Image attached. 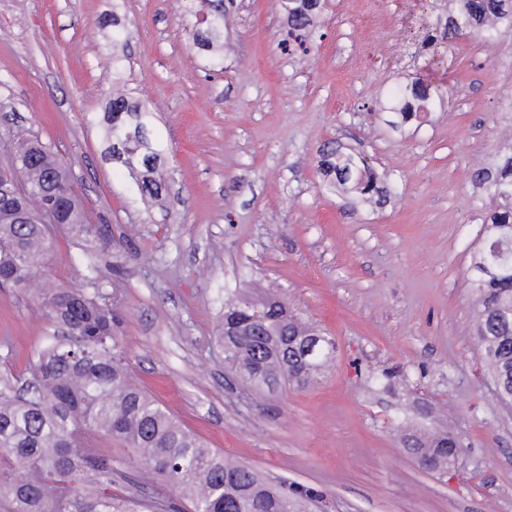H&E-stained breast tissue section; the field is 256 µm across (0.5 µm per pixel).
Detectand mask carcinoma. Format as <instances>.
I'll return each mask as SVG.
<instances>
[{"label":"carcinoma","instance_id":"cac0c4a2","mask_svg":"<svg viewBox=\"0 0 512 512\" xmlns=\"http://www.w3.org/2000/svg\"><path fill=\"white\" fill-rule=\"evenodd\" d=\"M203 2L210 20L194 39L215 50L223 45L226 0ZM291 2L295 29L311 36L318 0ZM502 30L512 31V0H448L443 36L428 34L421 45L441 62L460 39L490 41ZM409 94L423 108L431 105L429 89L415 83L392 92L390 111L406 117ZM149 118L143 107L115 96L108 133L112 155L128 165L140 193L158 198L165 181L154 172L159 149L146 136ZM361 163L341 145L323 153L331 187L369 201L377 188L364 181ZM5 165L24 171L30 206L51 203L55 223L0 220V286L30 291L52 328L23 371L0 373V512H169L167 500L125 501L112 492L121 472L95 450L101 438L133 449L139 466L179 492L182 512H300L307 491L274 484L205 447L133 379L110 296L66 286L46 273L57 229L77 241L112 245L109 233L101 235L98 225L87 222L65 161L25 137ZM470 180L485 193L491 211L467 277L475 303L471 331L498 397L512 405V151L475 167ZM251 303L241 292L228 296L221 322L245 320ZM260 303L264 335L226 338L219 328L224 365L258 391L315 383L331 366L335 343L300 314L284 311L278 298ZM460 447L450 433L412 441L413 453L436 469L447 466Z\"/></svg>","mask_w":512,"mask_h":512}]
</instances>
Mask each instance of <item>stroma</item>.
Masks as SVG:
<instances>
[{
  "mask_svg": "<svg viewBox=\"0 0 512 512\" xmlns=\"http://www.w3.org/2000/svg\"><path fill=\"white\" fill-rule=\"evenodd\" d=\"M287 5L235 0L216 53L192 37L200 0H0V162L29 129L112 233L107 250L59 235L47 268L115 292L135 375L206 446L323 493L326 512H512V408L478 360L466 283L488 220L469 175L511 142L512 32L432 66L420 46L440 0H321L305 52ZM414 80L444 97L392 128L378 105ZM116 85L162 146L167 190L149 203L107 152ZM338 143L364 157L379 203L328 189L322 153ZM247 283L334 340L317 383L259 392L225 369L224 293ZM47 327L0 288V356L24 367ZM437 431L461 442L444 474L406 442ZM99 451L121 464L118 492L175 497L129 448Z\"/></svg>",
  "mask_w": 512,
  "mask_h": 512,
  "instance_id": "35a3bbf8",
  "label": "stroma"
}]
</instances>
